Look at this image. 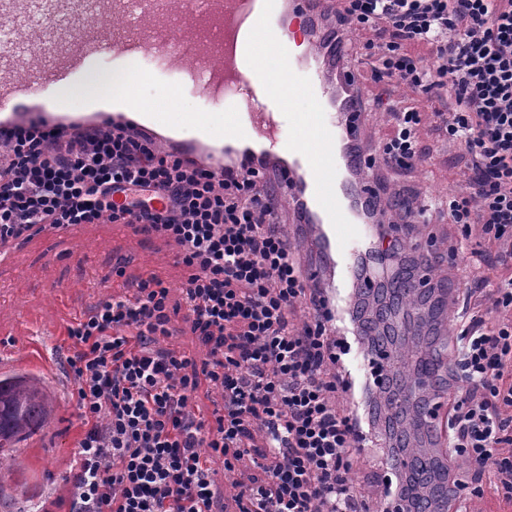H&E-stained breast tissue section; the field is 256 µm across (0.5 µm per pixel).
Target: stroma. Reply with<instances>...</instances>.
Instances as JSON below:
<instances>
[{
	"instance_id": "1",
	"label": "stroma",
	"mask_w": 512,
	"mask_h": 512,
	"mask_svg": "<svg viewBox=\"0 0 512 512\" xmlns=\"http://www.w3.org/2000/svg\"><path fill=\"white\" fill-rule=\"evenodd\" d=\"M361 46V39H354L349 59L361 70L366 98L401 100L425 111L420 140L428 150L427 162L420 169L393 174V181L419 200L446 203L464 178V160L456 149L436 148L435 103L397 82H374ZM84 231L86 238L80 242L63 233L31 238L17 248L12 261L0 262V378L38 380L52 402L44 427L0 456V512H24L42 502L50 512L69 510L68 476L85 426L67 365L72 342L66 328L99 299L133 297L141 280L162 270V282L176 308L173 333L164 345L198 359L205 356L183 321L181 288L186 272L176 262L177 245L144 235L134 226L116 233L104 222L85 225Z\"/></svg>"
}]
</instances>
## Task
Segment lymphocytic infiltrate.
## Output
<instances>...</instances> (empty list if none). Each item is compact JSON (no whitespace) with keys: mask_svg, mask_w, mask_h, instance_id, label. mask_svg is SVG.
I'll list each match as a JSON object with an SVG mask.
<instances>
[{"mask_svg":"<svg viewBox=\"0 0 512 512\" xmlns=\"http://www.w3.org/2000/svg\"><path fill=\"white\" fill-rule=\"evenodd\" d=\"M379 25L385 38L364 45L376 79L451 100L435 114L443 140L466 158L448 199L462 239L449 263L462 243L487 237L501 247L499 264L512 266V0H338L312 23L342 65L347 35ZM408 43L430 47V56L408 55ZM387 109L395 124L381 145L388 170L422 166L419 112ZM258 166L229 155L217 168L185 162L111 119L65 135L33 125L0 142V245L104 220L174 241L188 271L185 319L208 353L198 362L160 346L169 290L154 278L134 299H102L68 326L86 428L69 512H222L211 464L233 471L257 432L266 437L263 476L240 485L239 512H365L352 473L369 425L359 409L340 407L355 399L343 315L307 285L281 201ZM356 205L382 228L394 215L406 227L433 218L431 206L386 182ZM378 240L358 264L374 291L401 251L397 236ZM467 293L481 295L494 320L474 315L460 329L448 446L475 475L494 472L512 505V278L493 288L475 278ZM203 385L218 397L208 421L193 411Z\"/></svg>","mask_w":512,"mask_h":512,"instance_id":"f902f5d3","label":"lymphocytic infiltrate"}]
</instances>
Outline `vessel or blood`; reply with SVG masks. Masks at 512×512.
<instances>
[{
	"label": "vessel or blood",
	"instance_id": "obj_1",
	"mask_svg": "<svg viewBox=\"0 0 512 512\" xmlns=\"http://www.w3.org/2000/svg\"><path fill=\"white\" fill-rule=\"evenodd\" d=\"M330 0H293L296 27L281 23V0H0V139L41 119L60 129L100 123L94 112L63 101L58 91L81 86L96 69L110 83L103 99L124 109L150 84L182 95L185 85L206 99L207 112L133 113L158 147L188 157L201 150L279 158L283 196L305 207L303 236L312 238V279L327 306L343 309L359 287L360 255L374 247V225L357 220L350 182L364 159L345 146L360 135L364 113L337 102L307 25ZM394 351L351 350L352 381L373 384V365L393 367Z\"/></svg>",
	"mask_w": 512,
	"mask_h": 512
}]
</instances>
